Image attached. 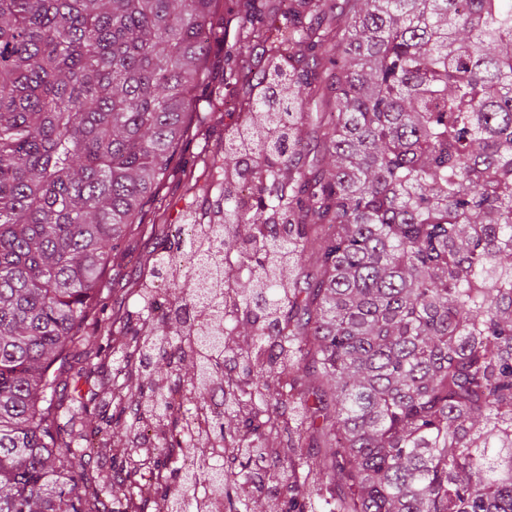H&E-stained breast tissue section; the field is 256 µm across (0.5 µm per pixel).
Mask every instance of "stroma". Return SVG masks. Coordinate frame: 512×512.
Here are the masks:
<instances>
[{"instance_id":"35a3bbf8","label":"stroma","mask_w":512,"mask_h":512,"mask_svg":"<svg viewBox=\"0 0 512 512\" xmlns=\"http://www.w3.org/2000/svg\"><path fill=\"white\" fill-rule=\"evenodd\" d=\"M221 12L224 36L210 45L209 87L200 93L202 102L166 178L156 187L141 224L128 229L120 238L121 261L108 270L100 285L103 313L114 319V336L125 341L134 333L130 314L140 306V292L155 282V255L171 243L173 231L183 222L185 209L204 213L219 195L216 178L204 161L219 155L232 127L248 117L257 79L267 66L265 49L253 37L255 29L264 23L291 21L318 34L326 24L310 0H222ZM217 86L224 90V106L222 111L214 112L208 103V90ZM119 375L111 344L101 337H92L88 346L71 352L61 365L56 399L64 406L74 397H82L88 419L100 424L104 435L116 434L107 388ZM130 459L150 465L155 462L154 457L143 451H131L129 458L123 459L113 457L111 449L96 448L93 462L78 467L83 485L101 482L112 486L114 498H123L124 487L113 486L112 478L124 471L131 478L139 477V469H127Z\"/></svg>"}]
</instances>
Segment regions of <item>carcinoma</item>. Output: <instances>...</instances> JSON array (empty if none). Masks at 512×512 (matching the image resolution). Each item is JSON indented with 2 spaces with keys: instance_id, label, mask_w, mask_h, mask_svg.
Here are the masks:
<instances>
[{
  "instance_id": "obj_1",
  "label": "carcinoma",
  "mask_w": 512,
  "mask_h": 512,
  "mask_svg": "<svg viewBox=\"0 0 512 512\" xmlns=\"http://www.w3.org/2000/svg\"><path fill=\"white\" fill-rule=\"evenodd\" d=\"M219 0H0V512H98L62 438L57 363L165 177L221 33ZM325 86L276 28L214 218L155 256L124 444L196 456L161 512L272 501L267 432L319 442L335 512H512V0H342ZM327 98L322 168L299 120ZM255 193L245 200L240 183ZM212 414L202 456L180 419ZM288 456V510L307 458ZM237 462L252 485L234 498Z\"/></svg>"
}]
</instances>
